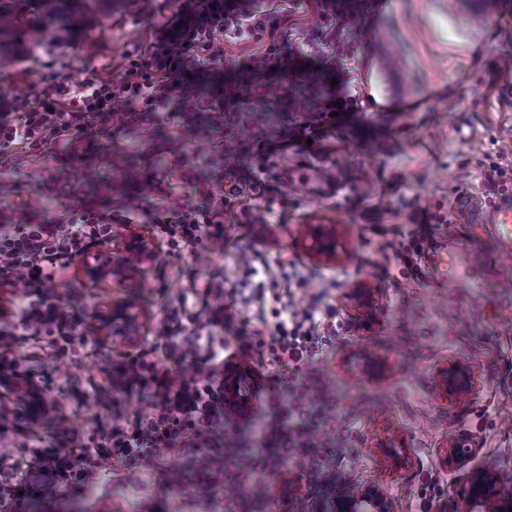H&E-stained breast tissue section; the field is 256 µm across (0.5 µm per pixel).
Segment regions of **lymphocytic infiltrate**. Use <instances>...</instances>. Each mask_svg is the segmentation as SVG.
<instances>
[{"label": "lymphocytic infiltrate", "mask_w": 512, "mask_h": 512, "mask_svg": "<svg viewBox=\"0 0 512 512\" xmlns=\"http://www.w3.org/2000/svg\"><path fill=\"white\" fill-rule=\"evenodd\" d=\"M254 2L182 0L153 38L137 46L125 78L118 82L92 71L71 87L56 73L54 61L43 62L35 103L20 106L0 98V147H20L29 160L60 149L92 168L105 151L131 163L123 148L128 136L148 134L174 115L179 122L169 141L173 151L180 150L190 135L231 132L241 117L235 85L215 83L206 102L198 100L206 62L224 57L216 40L221 33L236 40L268 42L257 72L287 61L292 85L301 92L300 103L292 105L272 137L262 142L241 140L225 148L223 166L211 175L218 185L228 174L241 186L259 185L270 156L319 143L330 131L355 122L356 100L346 91L347 61L352 37L368 33L376 0H312L317 23L295 40L286 37L289 0H275L263 9ZM331 80L335 90L318 89V82ZM117 195L123 199L119 210L112 207ZM200 195L198 201L159 209L139 204L138 194L128 187L106 183L95 195L76 200L52 218L32 200L0 212V285L22 280L29 287L26 302L15 312L0 311V388L8 391L15 380H27L28 393L15 402L38 406L37 421L54 420V408L46 403L26 358L13 354L17 329L34 330L54 345L70 342L74 312L56 288L75 257L111 242L113 225L143 220L169 247L179 250H195L223 237L227 197H216L208 189ZM325 314L316 299L301 309L284 304L276 310L273 331L257 329L252 336L253 344L269 353L273 362L304 374L305 384H298L295 375L286 380L294 397L292 414L272 427L266 442L279 449L281 459L301 460L319 492L340 479L335 469L319 462L317 451L319 433L335 421L330 387L322 372L305 367L321 349L317 327ZM223 324V312L203 308L186 320L172 313L161 324L158 334L171 339L172 356L194 366L181 379L159 368L148 350L125 354L117 366L101 368L99 391H110L116 377L130 390L150 388L157 399L153 413L134 414L109 434L90 438L75 453L25 448L8 464L0 463V512H29L33 504L49 507L78 495L105 461L120 463L132 475L174 451L196 456L209 475H223L222 447L233 442L224 406V350L230 342L215 333Z\"/></svg>", "instance_id": "obj_1"}]
</instances>
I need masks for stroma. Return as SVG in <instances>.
Instances as JSON below:
<instances>
[{
    "label": "stroma",
    "mask_w": 512,
    "mask_h": 512,
    "mask_svg": "<svg viewBox=\"0 0 512 512\" xmlns=\"http://www.w3.org/2000/svg\"><path fill=\"white\" fill-rule=\"evenodd\" d=\"M178 6L179 0H114L111 15L68 35L64 47L0 61V79L11 85L12 100L32 101L41 62L51 54L70 83L91 70L121 80L130 52ZM377 13L383 43L398 60L401 87L422 99L419 110L361 111L354 125L331 131L313 150L271 157L260 185L243 189L225 209L222 246L202 255L170 248L151 225H113V242L134 231L151 240L155 254L140 273L108 288L96 287L82 271L95 253L72 261L58 293L77 309L74 335L87 352L82 362L21 331L16 353L29 357L47 399L73 428L74 443L110 432L134 411L152 412L149 390L99 393V367L119 354L151 348L161 366L180 375L186 365L160 347L157 329L190 296L192 281L218 278L224 294L209 297V304L233 306L238 328L246 330L271 319L275 300L302 308L325 293L333 316L311 366L333 383L341 452L323 448L319 459L349 469L353 483L379 485L394 512H460L470 473L495 468L512 476V259L502 257L495 225L465 223L457 212L465 196L486 207L512 193V184H491L484 176L497 150L512 147V0H384ZM266 49L254 39L228 41L223 60L209 66L210 81L236 83L243 112L266 115L263 128H234L243 140L271 135L288 109L287 77H262L249 67ZM171 129L165 123L151 138L126 144L129 154L143 156L148 177L163 186L144 195L157 207L197 199L211 161L222 153L209 139L193 137L174 156L166 150ZM120 167L105 158L89 170L62 153L19 166L0 158V182L14 187L13 194L0 196V208L31 197L46 216H55L74 197L92 195L99 175ZM48 168L64 173L68 187L42 190ZM416 224L428 225L429 234L407 267L394 254L402 231ZM315 225L335 229L336 258L313 255L308 229ZM448 234L456 237L466 267L455 282L437 280L428 266L430 248ZM243 252L259 264L294 262L311 277L299 285L260 284L240 264ZM357 286L375 291L369 316L360 321L349 318L344 306L345 294ZM108 301L136 315L131 341L91 332ZM380 359L386 370H378ZM451 360L471 362L480 373L474 393L457 404L442 400L433 384L435 370ZM235 361L259 377L261 388L250 411L229 418L237 429L234 447L224 451L231 461L260 447L292 403L270 358L253 349ZM389 424L406 441L409 467L390 469L375 447ZM39 440L48 444L52 438L28 417L14 413L0 420V453L10 456ZM455 440L472 450L466 465L446 459ZM171 471L186 475L187 484L170 486ZM306 494V474L292 461L271 459L264 474L245 482L230 468L214 484L194 458L175 452L130 477L119 465L101 467L81 494L58 502L55 512H196L203 496L211 499L209 512H310Z\"/></svg>",
    "instance_id": "35a3bbf8"
}]
</instances>
